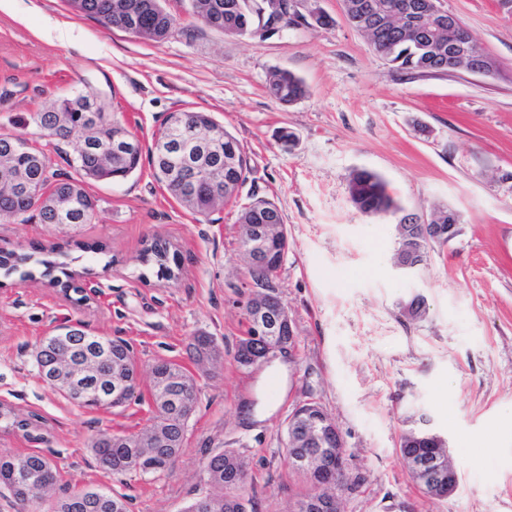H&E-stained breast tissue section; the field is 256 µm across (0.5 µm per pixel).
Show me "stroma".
I'll list each match as a JSON object with an SVG mask.
<instances>
[{
    "mask_svg": "<svg viewBox=\"0 0 512 512\" xmlns=\"http://www.w3.org/2000/svg\"><path fill=\"white\" fill-rule=\"evenodd\" d=\"M163 4L185 29L161 42L102 30L66 0L0 10V134L47 149L60 177L74 173V145L48 148L25 118L88 86L144 148L170 113L201 110L240 141L249 166L237 200L206 219L144 162L125 180L88 181L93 223L0 221V257L55 263L52 278L24 283L0 271V403L38 420L28 435L0 430V454L54 459V497L78 485L125 495L129 512H183L208 488L205 459L231 448L247 462L254 512H294L304 485L285 460L286 429L295 405L312 400L350 455L343 512H512V0H442L492 60L488 75L396 70L346 22L341 0H319L333 26L268 39L192 22L189 0ZM277 68L302 77L308 95L273 102L266 85ZM284 129L295 138L288 149ZM362 168L385 179L403 213L458 212L460 234L419 273L394 267L395 219L351 203L349 178ZM253 193L277 204L288 234L274 280L296 334L277 357L288 369L283 394L267 366L235 358L250 294L236 219ZM156 239L169 246L173 277L139 259ZM416 298L424 310L413 317ZM77 321L128 343L145 370L163 358L194 376L196 410L167 473L117 478L90 448L99 432L150 425V398L91 410L40 379L37 342ZM200 333L220 348L202 369L190 356ZM423 415L460 473L444 499L426 496L400 457L401 434Z\"/></svg>",
    "mask_w": 512,
    "mask_h": 512,
    "instance_id": "stroma-1",
    "label": "stroma"
}]
</instances>
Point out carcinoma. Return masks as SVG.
Wrapping results in <instances>:
<instances>
[{"mask_svg": "<svg viewBox=\"0 0 512 512\" xmlns=\"http://www.w3.org/2000/svg\"><path fill=\"white\" fill-rule=\"evenodd\" d=\"M406 1L413 3L416 23L409 26L400 24L393 16L396 9ZM224 4L221 23L217 29L226 35L255 37L261 30L272 25L286 31L303 25L304 14L298 9L300 0H288V10L272 13L270 0H220ZM366 0H342L343 16L347 21H355L353 27L361 31L369 44L385 52L384 59L398 70L421 75L448 73V30L439 28L430 21L428 0H372L378 12L371 17L362 12ZM129 7L138 13L142 25L140 37L160 42L181 30V18L165 9L162 0H81L80 14L96 21L102 28H116L124 20ZM269 97L281 106L291 105L308 94V89L300 77L287 70H275L268 79ZM83 101L96 105L94 118L96 129L88 134L81 132L87 125V113L80 109L67 110V122L75 133L58 131V115L54 107L31 112L27 122L33 124L48 137L77 143V156L74 160L76 176L56 178L50 170L48 155L29 146L28 142L8 134H0V220L30 219L29 212L37 211L42 224L56 226L60 219L53 210L44 204L47 195L68 193L76 199V206L67 217V223H92L97 208V200L85 188V180L124 179L139 167L143 147L141 141L123 124L111 119L108 105L97 92L89 88L73 96L58 99L70 106ZM196 131L216 124L212 117L203 111L184 110ZM171 129L164 123L155 138L151 150L153 176L187 209L193 213L208 216L218 207L234 198L235 190L226 193L215 192L209 181V173L224 169V157H235L238 169L228 173L237 187H242L248 176H240V171L248 170L245 151L239 141L229 132H224V143L219 153L200 152L194 162L196 169L185 173L183 179H169L165 164L159 158L161 148L167 146L164 139ZM129 139L132 144L121 153L112 152V140ZM20 171L28 185V190L11 192L8 172L3 166ZM348 191L353 205L365 214H395L401 211L387 190L385 180L367 169H358L350 177ZM237 224L284 225L281 211L271 200L256 194L238 212ZM286 229L275 230L270 252L272 266L267 275L275 276L280 269L284 255L288 251L285 240ZM168 259L166 243L156 240L143 252L142 261H155L165 268ZM56 335L65 337L63 341H40L35 357L39 377L47 386H52L44 369L54 368L60 361H67L71 368L83 374L94 393L79 405L88 409H114L125 406L133 399L142 397L139 390L138 361L132 348L125 342L104 337L105 348L89 346L84 337L90 332L82 324L63 326L56 329ZM192 359L199 365L210 360L218 346L211 336L195 337L191 344ZM150 370L154 375L150 386V399L154 407L153 427L168 432L171 445L141 447L137 435L124 433H102L92 439L90 448L97 463L114 475L142 472L138 458L146 453L154 467L150 475L168 471L180 454L185 440L190 414L180 410L181 400L188 398L197 403V383L193 376L181 365L165 359L155 361ZM121 375L129 382L127 390L112 394V380ZM33 425L28 419H21L15 411L0 404V427L6 430L28 431ZM400 453L425 457L440 451L435 444L419 438L416 429L406 430L400 439ZM210 489L189 503L182 512H200L198 506L205 501L210 505L208 512H226L224 504L232 502L238 512H249L250 500L244 495L248 480V470L244 459L234 450L225 449L205 461ZM33 474L39 480L52 486L58 477L56 463L40 452L26 454H0V487L6 489L21 512H128L125 497L110 491L93 488H75L67 495L48 502L47 508L40 511L37 506L44 502L43 491L20 481L19 473Z\"/></svg>", "mask_w": 512, "mask_h": 512, "instance_id": "cac0c4a2", "label": "carcinoma"}]
</instances>
